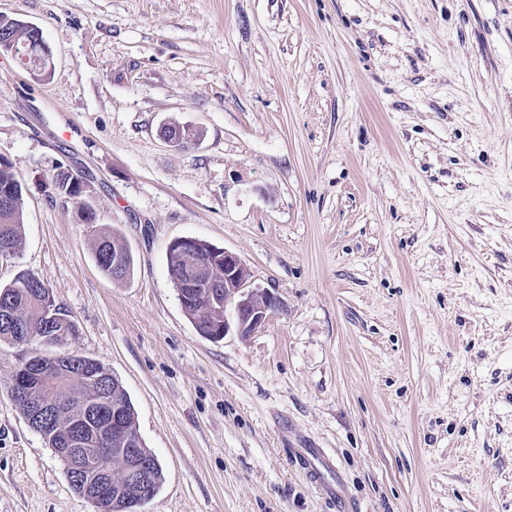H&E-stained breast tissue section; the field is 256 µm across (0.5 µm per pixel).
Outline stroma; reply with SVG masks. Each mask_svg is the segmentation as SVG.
I'll use <instances>...</instances> for the list:
<instances>
[{"label": "stroma", "instance_id": "obj_1", "mask_svg": "<svg viewBox=\"0 0 512 512\" xmlns=\"http://www.w3.org/2000/svg\"><path fill=\"white\" fill-rule=\"evenodd\" d=\"M53 55L0 54V158L70 351L129 396L142 512H512V0H0ZM201 129L169 146L168 124ZM82 178L80 200L54 177ZM96 216L87 224L81 205ZM134 257L99 269L95 234ZM238 254L283 308L213 341L168 273ZM0 512H92L16 404ZM95 257L101 271L113 281L123 282L133 273L132 255L111 232L99 235Z\"/></svg>", "mask_w": 512, "mask_h": 512}]
</instances>
